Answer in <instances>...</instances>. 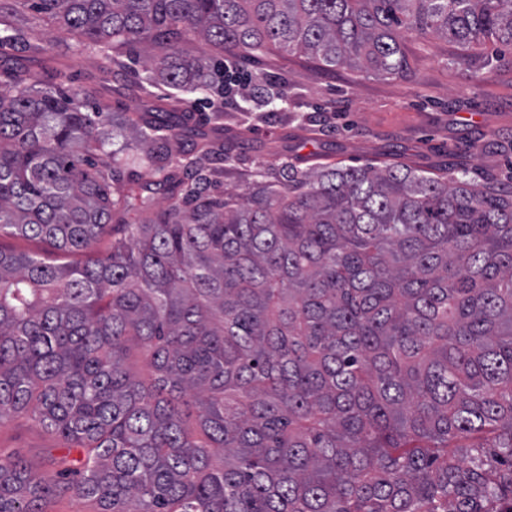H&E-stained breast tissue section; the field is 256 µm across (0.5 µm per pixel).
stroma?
<instances>
[{
  "label": "stroma",
  "mask_w": 512,
  "mask_h": 512,
  "mask_svg": "<svg viewBox=\"0 0 512 512\" xmlns=\"http://www.w3.org/2000/svg\"><path fill=\"white\" fill-rule=\"evenodd\" d=\"M408 79L381 78L346 67L327 68L283 52L246 60L245 96L222 101L189 94L193 116L224 111L223 188H243L257 172L287 161L309 170L328 163L382 167L395 162L428 170L467 166L478 184L512 188V47L463 49L444 39L406 37ZM75 85L99 79L117 112H136L171 95L145 82L128 55L112 61L84 51L68 58ZM284 86L287 104L263 99ZM0 453L40 466L66 450L30 418L0 425Z\"/></svg>",
  "instance_id": "35a3bbf8"
}]
</instances>
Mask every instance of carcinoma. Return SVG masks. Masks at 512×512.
<instances>
[{
    "label": "carcinoma",
    "mask_w": 512,
    "mask_h": 512,
    "mask_svg": "<svg viewBox=\"0 0 512 512\" xmlns=\"http://www.w3.org/2000/svg\"><path fill=\"white\" fill-rule=\"evenodd\" d=\"M41 18L191 93L226 54L406 77L404 33L512 46V0H0V237L82 256L0 249V423L80 464L0 454V512H512V190L286 162L226 194L220 107L91 103ZM0 247L4 251H25L40 254L43 258L57 263L76 262L81 259L79 254L64 255L54 249L50 244L39 239L3 236L0 238ZM46 509L48 512H97L98 505L95 501L68 491L53 497Z\"/></svg>",
    "instance_id": "1"
}]
</instances>
